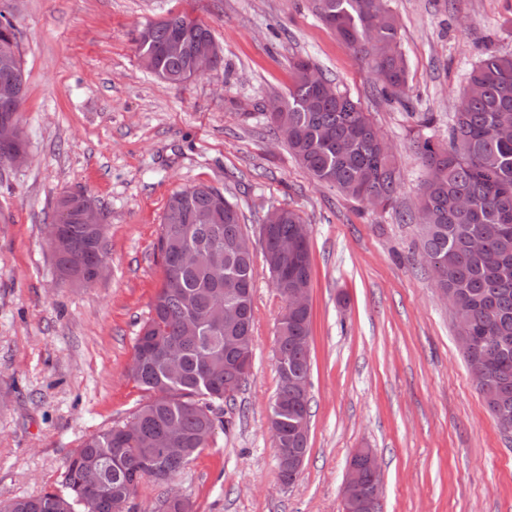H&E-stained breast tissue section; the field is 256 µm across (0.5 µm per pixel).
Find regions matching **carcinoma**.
Listing matches in <instances>:
<instances>
[{
    "mask_svg": "<svg viewBox=\"0 0 512 512\" xmlns=\"http://www.w3.org/2000/svg\"><path fill=\"white\" fill-rule=\"evenodd\" d=\"M319 19L345 47L367 60L378 94L399 103L408 99L407 64L401 50L399 22L387 0H316ZM186 14H176L136 30L139 57H149L162 80L183 83L187 60L164 52L182 33ZM293 83L283 96L282 121L288 124V149L317 180L344 198L383 211L395 207L398 172L392 153L381 150V135L349 95L324 78L312 85L307 58L290 63ZM512 53L490 54L468 73L457 111L448 123V140L417 133L412 148L425 173L418 201L421 246L442 270L440 286L462 301L457 317L469 323V351L486 358L483 398L495 420L512 425ZM465 208L457 207L458 201ZM82 197L70 195L56 206L53 223L63 225L66 250L53 254L57 269L89 285L94 261H106L105 225L81 221ZM274 227L277 239L303 235L306 223L290 209ZM246 237L242 214L219 190L198 184L174 191L167 199L157 241L164 283L151 303V315L134 347L131 376L148 394L131 421L88 437L67 462L68 493L0 502V512H123L140 482L151 478L168 485L199 452L215 429L224 425L220 404L244 382L236 366L237 345L253 341L254 255L242 250ZM475 238L482 246L472 247ZM185 247L199 254L196 264L177 269L174 252ZM261 243L263 263L290 286L311 285L310 249L288 258L270 254ZM241 308L240 320L224 322L218 300ZM311 332V314L288 319V342L278 353L288 357V374H279L277 395L284 410L272 407L284 447L308 452V438L298 426L309 422V398L297 395L288 377L309 378L310 360L300 337ZM485 336H495L487 343ZM178 369H170V362ZM176 429L167 458L159 437ZM94 471L97 486L86 484Z\"/></svg>",
    "mask_w": 512,
    "mask_h": 512,
    "instance_id": "cac0c4a2",
    "label": "carcinoma"
}]
</instances>
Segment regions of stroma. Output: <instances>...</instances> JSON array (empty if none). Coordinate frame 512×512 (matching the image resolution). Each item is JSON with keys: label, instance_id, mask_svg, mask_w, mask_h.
Returning <instances> with one entry per match:
<instances>
[{"label": "stroma", "instance_id": "1", "mask_svg": "<svg viewBox=\"0 0 512 512\" xmlns=\"http://www.w3.org/2000/svg\"><path fill=\"white\" fill-rule=\"evenodd\" d=\"M408 107L375 95L367 62L313 0H0L21 36L28 161L0 172V501L63 491L90 435L129 421L146 395L129 368L163 283L156 251L169 195L204 183L238 203L258 239L269 208L310 238L309 453L282 486L268 428L283 304L254 276V359L225 425L172 484L192 512H341L354 451L381 466L382 512H512V433L471 377L452 313L420 258L423 170L416 115L444 140L480 50L512 52V0H389ZM207 25L224 65L182 85L146 70L134 31L170 14ZM308 56L394 148L395 209L361 212L315 180L265 121ZM83 194L106 227L108 269L61 282L47 241L58 200Z\"/></svg>", "mask_w": 512, "mask_h": 512}]
</instances>
